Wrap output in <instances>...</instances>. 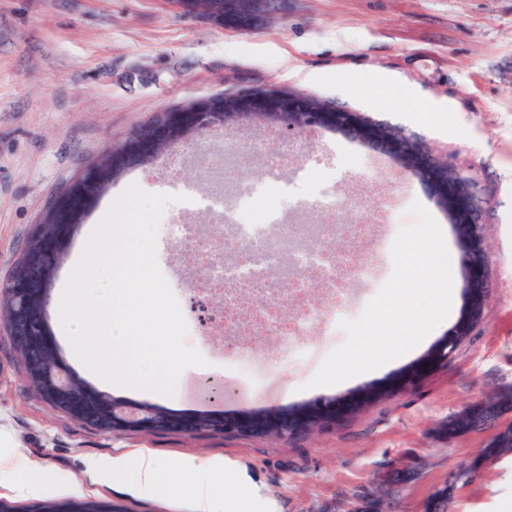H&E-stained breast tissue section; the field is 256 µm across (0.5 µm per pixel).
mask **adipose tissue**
Masks as SVG:
<instances>
[{"label": "adipose tissue", "instance_id": "obj_1", "mask_svg": "<svg viewBox=\"0 0 512 512\" xmlns=\"http://www.w3.org/2000/svg\"><path fill=\"white\" fill-rule=\"evenodd\" d=\"M97 470L105 477H131L136 489L148 497L172 494L176 475H184L190 481L194 512H221L220 499L216 491L229 471L222 457L198 459L186 457L176 469L160 464L155 457L143 449L132 450L112 459L97 463Z\"/></svg>", "mask_w": 512, "mask_h": 512}]
</instances>
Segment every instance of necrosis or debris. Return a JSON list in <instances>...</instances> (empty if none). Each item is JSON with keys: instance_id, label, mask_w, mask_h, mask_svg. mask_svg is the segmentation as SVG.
<instances>
[{"instance_id": "1", "label": "necrosis or debris", "mask_w": 512, "mask_h": 512, "mask_svg": "<svg viewBox=\"0 0 512 512\" xmlns=\"http://www.w3.org/2000/svg\"><path fill=\"white\" fill-rule=\"evenodd\" d=\"M231 148L224 133L212 131L208 143L192 153H173L167 163L174 193L183 195L163 215L161 235L174 247L192 253L195 268L185 277L189 291L198 297L216 293L222 300L218 319L206 331L212 341L239 336H274L278 363L303 358L305 336L318 333L334 338L341 320L350 318L355 285L371 280L373 270L364 261L368 246L379 232L375 224H345L338 218L344 203L335 192L319 190L313 200L318 220L313 224H288L282 213L269 210L263 224L243 223L224 206V184L243 185L242 170L228 163ZM193 176H185L186 166ZM217 192H207V185ZM195 211L211 215V224L187 223ZM312 270L319 299L302 278ZM293 302V317H284L282 305Z\"/></svg>"}]
</instances>
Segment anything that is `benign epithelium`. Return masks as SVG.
<instances>
[{
	"label": "benign epithelium",
	"instance_id": "obj_1",
	"mask_svg": "<svg viewBox=\"0 0 512 512\" xmlns=\"http://www.w3.org/2000/svg\"><path fill=\"white\" fill-rule=\"evenodd\" d=\"M186 13H203L211 18L224 16V28L251 30L258 20L274 10L282 0H214L204 6L202 0H174ZM236 101L239 123L260 119L269 127L302 133L313 130H327L342 133L360 142L365 147L388 156L394 166L402 172L416 177L427 189L429 195L448 216L453 227L465 225L469 235L465 243L471 259L464 265L465 287L479 289L486 294L487 284L483 274L484 238L479 226L473 221V206L466 181L460 172L448 164V160L433 151L418 146L399 134L386 136L383 125L374 124L358 112L318 109L310 105L307 97L284 93L273 88L257 90L232 96ZM223 95L203 100L193 112L179 106L159 116L154 121L136 129L121 145L124 154L133 159L153 160L172 151L179 140L172 128L181 117L192 121V127L199 133L223 126L217 119L218 111L224 109ZM98 165V161L87 164L65 187L64 191L51 200L47 211L54 213L63 206H72L78 198L85 196L84 177L87 170ZM35 236L40 239L39 249L26 253L24 262L14 267L10 277L3 282L10 295L7 313L0 316V327L13 336L17 348L23 354L26 370L33 377L34 390H43L49 404L67 412L73 417L90 415L102 431L112 433L134 430L142 433L178 431L185 434L206 432L213 435L227 432H261L278 439H288L301 430L325 428L336 424L343 416L359 408L354 401H343L336 397H320L296 414L286 407L258 411L252 421L223 414L194 413L173 415L147 404L132 405L126 400L112 399V405L100 413H91L86 397L88 388L75 381L72 372L66 369L61 356L55 354L36 360L27 346L30 332H44L48 317L49 300H40L39 306H32L33 289L31 282L39 271L50 268L57 261V248L61 229L48 232L43 222L35 226ZM460 335L459 325H454L440 339V349L435 354L438 360L450 358L457 349L456 336ZM201 394L208 399H219L224 395L221 380L207 379L202 383ZM491 430L486 442L497 452L483 458H473L468 466L475 469L464 478L461 469L453 471L448 480L433 490L440 493L451 487L459 491L470 484L487 467L512 453V409L488 419L479 431ZM380 493L369 491L357 497L349 512H387L390 499L399 487L389 484V477L382 480Z\"/></svg>",
	"mask_w": 512,
	"mask_h": 512
}]
</instances>
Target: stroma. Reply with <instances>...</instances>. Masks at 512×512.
Listing matches in <instances>:
<instances>
[{
    "label": "stroma",
    "instance_id": "1",
    "mask_svg": "<svg viewBox=\"0 0 512 512\" xmlns=\"http://www.w3.org/2000/svg\"><path fill=\"white\" fill-rule=\"evenodd\" d=\"M283 87L363 113L411 141L446 155L475 194L489 296L480 321L452 358L427 364V348L379 370L330 387L306 389L335 341L313 337L311 359L275 364V339L253 336L218 350L203 337V376L222 379L223 399L178 394L169 401L135 389L121 398L178 414L237 416L288 407L321 396L347 397L419 368L411 385L367 402L336 427L304 430L281 441L261 434H105L81 425L33 389L10 336L0 329V426L21 455L57 473L35 497H20L0 476V502L25 512L67 499L65 482L91 485L92 500L125 512H193L188 490L167 498L141 496L123 477L97 478L92 462L149 449L158 461L220 456L234 467L224 493L239 512L252 502L268 512H335L352 495L400 463L419 460L417 478L402 485L391 512H423L450 471L467 464L486 440L438 432L467 404L512 387V0H281L248 31L220 27L179 10L172 0H0V281L7 279L51 196L137 127L183 103ZM241 140L279 153L294 167L334 157L344 177L336 191L399 200L375 216L344 208L347 224H387L389 236L414 224L420 202L438 223L449 253L455 234L447 216L416 178L341 133L277 134L264 125L238 128ZM157 164L127 170L98 201L86 223L103 222L130 187L152 193ZM157 259L187 324L184 274L190 253L157 244ZM249 358L270 381L269 395L245 400L235 369ZM449 512H512V461L484 470L458 492Z\"/></svg>",
    "mask_w": 512,
    "mask_h": 512
}]
</instances>
